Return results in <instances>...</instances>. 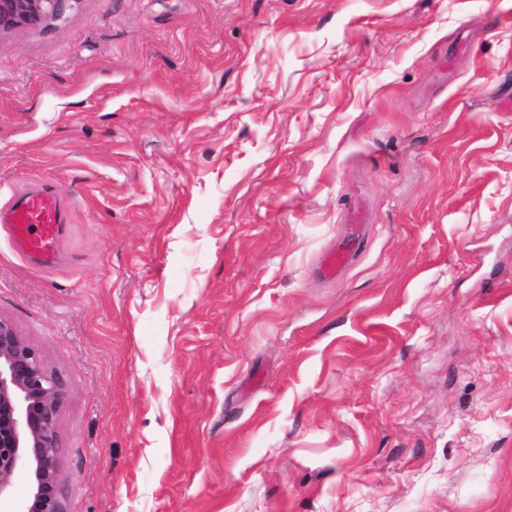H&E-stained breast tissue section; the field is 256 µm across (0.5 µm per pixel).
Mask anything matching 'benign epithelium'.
Instances as JSON below:
<instances>
[{
    "label": "benign epithelium",
    "instance_id": "1",
    "mask_svg": "<svg viewBox=\"0 0 512 512\" xmlns=\"http://www.w3.org/2000/svg\"><path fill=\"white\" fill-rule=\"evenodd\" d=\"M82 0H0V40L65 23ZM65 392L40 351L0 318V496L25 473L29 494L14 512H67L58 431Z\"/></svg>",
    "mask_w": 512,
    "mask_h": 512
}]
</instances>
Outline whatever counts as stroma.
<instances>
[{
	"label": "stroma",
	"instance_id": "obj_1",
	"mask_svg": "<svg viewBox=\"0 0 512 512\" xmlns=\"http://www.w3.org/2000/svg\"><path fill=\"white\" fill-rule=\"evenodd\" d=\"M38 182L67 512H512V0H83L0 45ZM353 247L336 246L323 253L318 263L321 276L326 279H335L350 265Z\"/></svg>",
	"mask_w": 512,
	"mask_h": 512
}]
</instances>
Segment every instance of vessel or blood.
<instances>
[{"label": "vessel or blood", "mask_w": 512, "mask_h": 512, "mask_svg": "<svg viewBox=\"0 0 512 512\" xmlns=\"http://www.w3.org/2000/svg\"><path fill=\"white\" fill-rule=\"evenodd\" d=\"M69 223V207L50 183L34 184L15 192L0 206V229L7 232L14 249L31 265L52 268L61 259V243ZM352 250L339 246L321 256V276L333 279L349 266Z\"/></svg>", "instance_id": "b4317fda"}]
</instances>
